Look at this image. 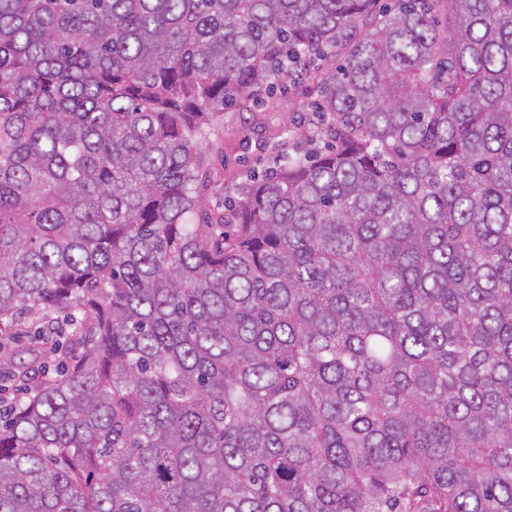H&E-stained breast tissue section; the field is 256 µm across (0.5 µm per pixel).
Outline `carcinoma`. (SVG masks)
<instances>
[{
	"mask_svg": "<svg viewBox=\"0 0 512 512\" xmlns=\"http://www.w3.org/2000/svg\"><path fill=\"white\" fill-rule=\"evenodd\" d=\"M377 2L0 0V512H512V0ZM305 83L288 87L285 94L264 97L257 112H218L213 117L214 135L197 145L203 167L199 171L200 206L196 222H220L224 209L225 186L249 168L258 170L275 167L280 155L292 153L300 145L312 119V98ZM274 111V112H268ZM272 119H269V117ZM280 129L292 130L284 145L274 147Z\"/></svg>",
	"mask_w": 512,
	"mask_h": 512,
	"instance_id": "1",
	"label": "carcinoma"
}]
</instances>
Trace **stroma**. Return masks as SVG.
<instances>
[{
	"mask_svg": "<svg viewBox=\"0 0 512 512\" xmlns=\"http://www.w3.org/2000/svg\"><path fill=\"white\" fill-rule=\"evenodd\" d=\"M305 84L290 87L285 94L265 99L254 112L218 113L213 118L214 133L198 144L199 172L197 220L219 221L225 213V186L250 167H275L282 154L299 145L314 114ZM290 130L285 144H278L279 130Z\"/></svg>",
	"mask_w": 512,
	"mask_h": 512,
	"instance_id": "35a3bbf8",
	"label": "stroma"
}]
</instances>
